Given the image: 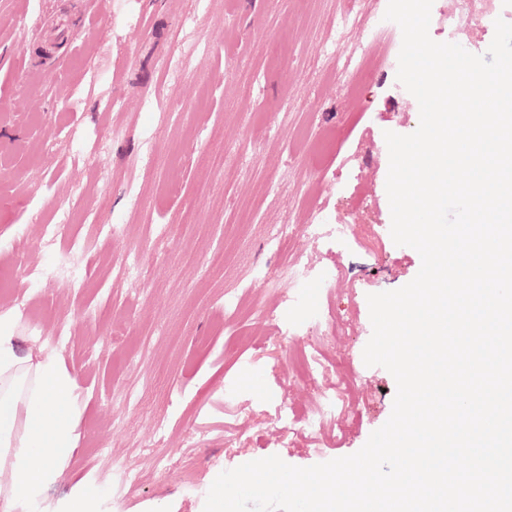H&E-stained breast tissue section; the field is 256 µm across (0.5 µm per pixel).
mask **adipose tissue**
I'll list each match as a JSON object with an SVG mask.
<instances>
[{
	"label": "adipose tissue",
	"mask_w": 512,
	"mask_h": 512,
	"mask_svg": "<svg viewBox=\"0 0 512 512\" xmlns=\"http://www.w3.org/2000/svg\"><path fill=\"white\" fill-rule=\"evenodd\" d=\"M21 318L0 313V456L10 459L0 481V512H14L60 479L77 445L82 402L78 377L44 348L22 349Z\"/></svg>",
	"instance_id": "ef3b65f1"
}]
</instances>
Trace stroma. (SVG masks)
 <instances>
[{
  "label": "stroma",
  "mask_w": 512,
  "mask_h": 512,
  "mask_svg": "<svg viewBox=\"0 0 512 512\" xmlns=\"http://www.w3.org/2000/svg\"><path fill=\"white\" fill-rule=\"evenodd\" d=\"M69 2L0 0V311L21 312L28 335L58 350L84 401L65 475L16 512H66L80 481L95 492L90 512H203L214 479L246 462L276 455L307 467L357 452L396 391L385 368L363 361L367 297L403 287L421 266L390 234L384 133L419 125L396 66L346 95L329 45L358 50L365 32L342 20L340 0H106L80 33L42 24ZM454 5L434 0L430 37L486 53L494 26L449 33ZM35 43L60 55L56 71L25 61ZM272 45L282 65L269 61ZM168 57L179 83L159 67ZM315 205L349 235L294 244L311 269L342 273L309 287L347 328L329 343L288 335L292 313L276 290L291 253L274 241ZM63 211L65 233L44 240ZM102 224L118 235H100ZM129 255L144 275H117ZM238 291L276 320L225 312ZM123 312L129 335L116 351L110 331ZM61 323L63 349L53 340ZM317 349L360 380L351 409L312 436L304 414L315 397L289 381L288 362ZM282 404L294 412L288 439L267 425ZM159 454L172 458L162 474ZM107 458L137 472L124 500Z\"/></svg>",
  "instance_id": "obj_1"
}]
</instances>
